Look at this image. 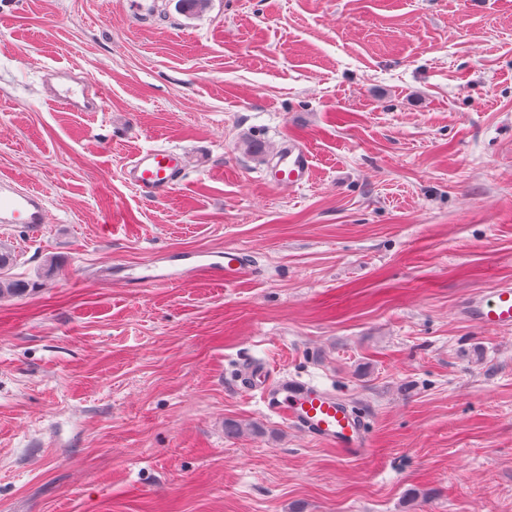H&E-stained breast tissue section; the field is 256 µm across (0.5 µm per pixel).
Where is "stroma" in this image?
Wrapping results in <instances>:
<instances>
[{"instance_id": "stroma-1", "label": "stroma", "mask_w": 512, "mask_h": 512, "mask_svg": "<svg viewBox=\"0 0 512 512\" xmlns=\"http://www.w3.org/2000/svg\"><path fill=\"white\" fill-rule=\"evenodd\" d=\"M291 137L314 177L280 191ZM152 146L191 158L158 202L123 176ZM0 178L48 200L0 226V512H512V327L460 314L512 283V0H0ZM225 247L251 275L123 280ZM251 364L355 406L371 454L268 415ZM75 69L45 67L41 70V83L50 101L71 112H102L106 94L102 87L75 75ZM13 262L14 258L11 252L2 250L0 248V297L5 294H21L26 289L17 280H12L10 277H8L7 271Z\"/></svg>"}]
</instances>
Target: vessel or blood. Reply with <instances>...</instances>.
Instances as JSON below:
<instances>
[{"mask_svg":"<svg viewBox=\"0 0 512 512\" xmlns=\"http://www.w3.org/2000/svg\"><path fill=\"white\" fill-rule=\"evenodd\" d=\"M41 83L50 101L73 112H100L106 105L102 87L80 77L74 69L46 67ZM186 167L179 149L155 146L132 155L124 167L125 180L144 198L162 200L178 186ZM313 175L312 155L306 145L286 141L271 168L269 181L278 189L305 187ZM46 199L39 191L0 179V224H15L37 230L47 221ZM161 272L145 275V283H176L185 276L233 284L251 274L253 267L241 248L204 253L202 258L183 264L168 255L156 254ZM464 315L483 327H512V286L499 285L490 293L475 294L462 308ZM251 385L259 389L267 409L324 445L355 458L372 446L363 420L344 400L307 382L272 377L265 368L252 369Z\"/></svg>","mask_w":512,"mask_h":512,"instance_id":"1","label":"vessel or blood"}]
</instances>
